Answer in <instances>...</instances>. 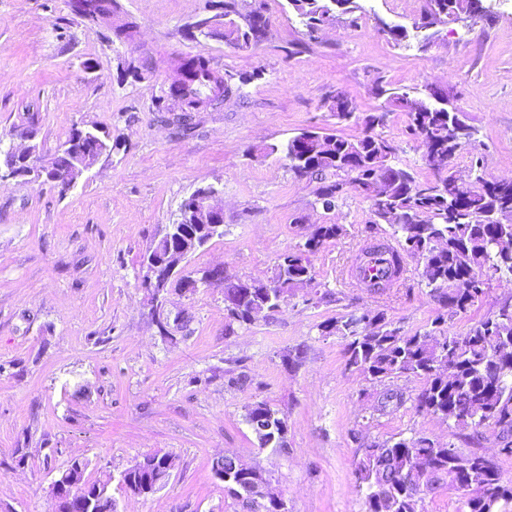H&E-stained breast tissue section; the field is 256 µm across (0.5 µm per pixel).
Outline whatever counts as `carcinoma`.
<instances>
[{
    "label": "carcinoma",
    "mask_w": 512,
    "mask_h": 512,
    "mask_svg": "<svg viewBox=\"0 0 512 512\" xmlns=\"http://www.w3.org/2000/svg\"><path fill=\"white\" fill-rule=\"evenodd\" d=\"M442 23H454L467 12L482 17L475 0H434ZM307 29L308 36L333 24L336 10L352 13L357 0H289ZM76 8L87 21L97 24L103 14L118 8L117 0H77ZM254 11L243 22L212 23L211 34L230 44L242 39L257 42L264 30L257 25ZM179 88L184 111L194 112L232 91V74H220L210 60L197 55L179 65ZM377 96L389 95L390 105L404 107L408 129L425 153H441L449 159L442 167L431 166L434 178L418 180L399 167L397 149L390 140L367 127L362 137L302 132L287 141L282 152L288 167L320 181L316 196L330 210L350 189L359 191L370 202V212L379 223L391 229L397 248L389 251V278L399 275L401 260L410 257L420 264L421 282L438 295L444 312L432 320L430 328L409 333L387 320L384 312L367 310L368 322L358 317L327 320L318 325L323 335H338L346 340L348 368L365 379L383 383L399 377H414L424 382L418 404L448 421L456 429L478 430L486 421L505 424V442L499 455L512 458V361H495L494 353L512 348V300L501 302L488 316L474 324L464 336L450 332L448 323L466 313L487 293L495 276H512V249L501 246L512 240V180H487L480 164L472 166L475 191L453 188L456 176L450 160L462 154L473 142L474 129L461 112L448 106L439 91L429 94L387 93L383 81L372 87ZM336 120L348 123L364 115L377 120V113H359L357 102L341 90L327 103ZM420 208L433 214L429 224H415L412 217ZM343 232L340 224H318L301 245L290 247L277 258L271 278L273 287L254 289L252 302L264 312L281 307L280 296L307 282L316 281L310 256ZM206 282L226 293L236 290L237 280L212 267L204 270ZM227 330L233 325L255 322L249 308L224 312ZM89 463L75 459L57 481L68 486L79 500L96 487L112 481V474L91 479ZM130 484L154 482L160 471H143L130 465L122 470ZM354 474L363 491L365 512H425V497L439 485L450 492L459 486L470 487L459 497L457 512H512V486L503 484L499 467L477 451L463 452L450 442L427 437L391 438L360 448ZM252 476L234 475L224 482V494L237 501L246 512H278L270 500L261 503L249 489Z\"/></svg>",
    "instance_id": "carcinoma-1"
}]
</instances>
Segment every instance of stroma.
<instances>
[{
	"mask_svg": "<svg viewBox=\"0 0 512 512\" xmlns=\"http://www.w3.org/2000/svg\"><path fill=\"white\" fill-rule=\"evenodd\" d=\"M218 2L120 0L107 25L83 19L75 0H0V144L13 143L14 126L29 120L46 156L86 122L121 143L67 192L50 182H0V512H53L51 484L74 459L96 477L154 453L175 461L167 484L120 496L121 512H240L212 470L225 454L259 463L288 512H363L354 477L360 444L450 439L446 421L417 407L421 380L392 379L404 403L378 413L384 386L347 367L344 339L318 330L368 308L403 330L424 328L442 305L421 284L417 261L407 259L391 287L352 286L347 273L361 249L391 241L390 228L373 223L353 189L324 211L316 181L295 175L275 148L306 130L363 135V125L338 124L323 102L341 89L360 111H375L381 101L371 88L381 79L398 93L441 88L465 114L475 135L452 161L459 176L479 157L487 179L512 178V0H482V20L440 26L426 51L413 37L394 45L383 30L411 27L426 0H358L359 22L337 13L314 38L288 0H238L241 13L266 20L265 36L246 50L192 35L191 24L215 15ZM128 23L132 37H117ZM198 54L219 71L262 76L194 113L195 128L182 137L155 101L174 64ZM131 66L139 78L127 77ZM406 126L395 111L381 133L403 168L432 177ZM210 185L224 190V234L191 255L187 270L220 265L232 278L264 279L314 225L336 223L343 234L312 257L333 301L305 304L300 288L279 311L229 332L222 288L202 286L189 297L171 294L168 312L191 321L173 338L160 336L142 258L183 200ZM507 298L512 277L493 278L451 332L466 335ZM297 348L301 360L284 363ZM241 372L249 383L227 386ZM256 401L287 420V448H258L244 421Z\"/></svg>",
	"mask_w": 512,
	"mask_h": 512,
	"instance_id": "stroma-1",
	"label": "stroma"
}]
</instances>
